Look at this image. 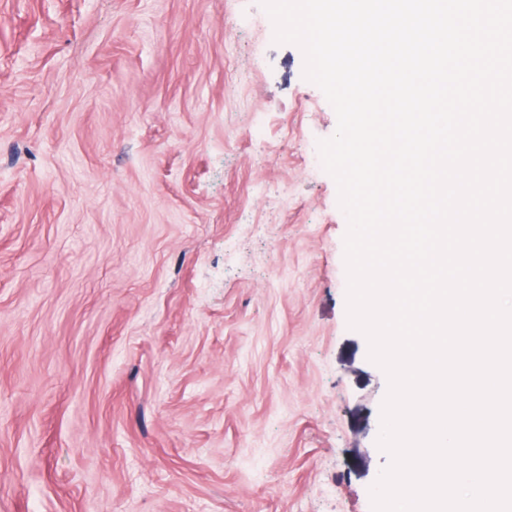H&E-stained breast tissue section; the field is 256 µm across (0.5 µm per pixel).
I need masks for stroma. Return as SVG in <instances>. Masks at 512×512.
I'll list each match as a JSON object with an SVG mask.
<instances>
[{
  "instance_id": "stroma-1",
  "label": "stroma",
  "mask_w": 512,
  "mask_h": 512,
  "mask_svg": "<svg viewBox=\"0 0 512 512\" xmlns=\"http://www.w3.org/2000/svg\"><path fill=\"white\" fill-rule=\"evenodd\" d=\"M303 70L259 0H0V512H372Z\"/></svg>"
}]
</instances>
